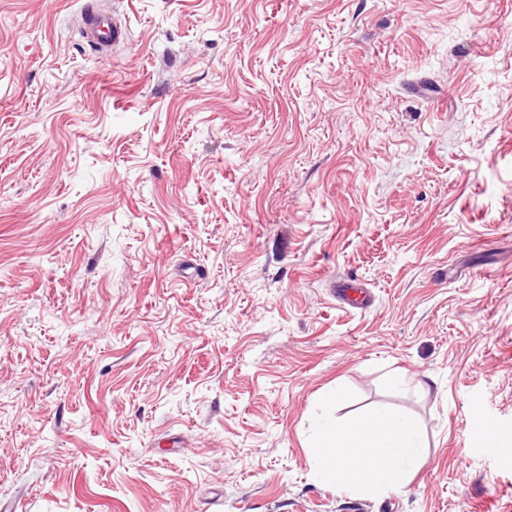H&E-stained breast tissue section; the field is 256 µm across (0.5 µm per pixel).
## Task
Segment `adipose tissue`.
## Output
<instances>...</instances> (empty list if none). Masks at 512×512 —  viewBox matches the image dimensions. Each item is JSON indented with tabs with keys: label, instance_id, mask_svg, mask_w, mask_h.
Returning a JSON list of instances; mask_svg holds the SVG:
<instances>
[{
	"label": "adipose tissue",
	"instance_id": "ef3b65f1",
	"mask_svg": "<svg viewBox=\"0 0 512 512\" xmlns=\"http://www.w3.org/2000/svg\"><path fill=\"white\" fill-rule=\"evenodd\" d=\"M322 479L364 492L404 485L425 456V443L409 417L359 413L321 425L311 449Z\"/></svg>",
	"mask_w": 512,
	"mask_h": 512
}]
</instances>
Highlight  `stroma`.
Returning a JSON list of instances; mask_svg holds the SVG:
<instances>
[{
  "label": "stroma",
  "instance_id": "35a3bbf8",
  "mask_svg": "<svg viewBox=\"0 0 512 512\" xmlns=\"http://www.w3.org/2000/svg\"><path fill=\"white\" fill-rule=\"evenodd\" d=\"M104 2L0 0V499L512 512V0ZM372 409L421 466L324 482ZM81 32L86 42L96 45L102 52L124 43L130 34L125 21L118 20L102 7L91 8L83 15ZM333 289L334 297L344 306L362 308L368 301L366 290L365 288H361L357 278L346 279L342 285H340V288H337V292L335 288ZM311 448L322 479L376 492L404 485L426 445L411 418L378 410L326 421Z\"/></svg>",
  "mask_w": 512,
  "mask_h": 512
}]
</instances>
